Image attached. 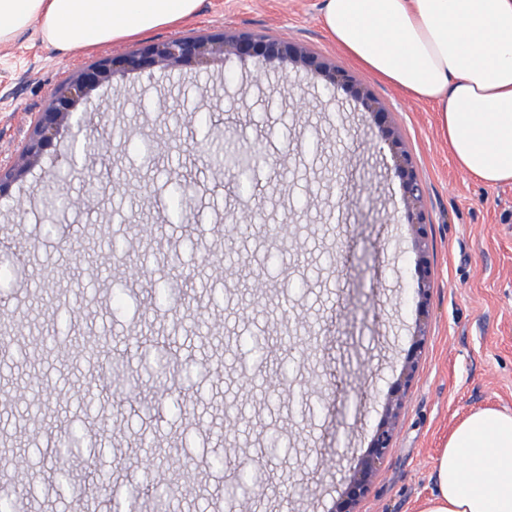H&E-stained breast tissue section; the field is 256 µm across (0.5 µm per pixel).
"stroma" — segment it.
I'll use <instances>...</instances> for the list:
<instances>
[{"mask_svg":"<svg viewBox=\"0 0 512 512\" xmlns=\"http://www.w3.org/2000/svg\"><path fill=\"white\" fill-rule=\"evenodd\" d=\"M322 0H202L179 25L92 50L60 52L36 27L0 46V167H9L57 87L87 63L137 46L230 29L300 42L347 69L355 64L326 35ZM358 79L383 102L422 182L433 271L427 317L409 296L418 250L403 186L385 134L355 89L329 103L323 76L276 59H249L201 72L192 62L155 76L114 75L85 108L98 115L106 151L92 153L95 187L84 175L66 190L77 207L45 233L46 188L80 154L61 129L39 163L0 197V242L29 251L25 279L0 293V309L27 323L23 354L0 362V452L23 454L16 480L33 478V512H71L53 480L56 440L86 426L102 445L83 471L122 480L150 468L168 485L174 512H224V484L244 463L268 482L250 512H334L349 477L384 417L418 324L426 335L393 444L356 512H417L435 489L438 457L457 423L482 408L512 412V184L489 187L459 169L432 105L366 72ZM211 116L215 134L261 144L280 158L251 192L214 174L195 147ZM128 134L116 138V131ZM189 199L183 221L165 206L170 180ZM348 204H339L341 191ZM285 245L266 265L272 236ZM154 238L157 255L140 272L114 263L109 245L138 253ZM98 243L94 258L77 249ZM266 267L268 287L252 269ZM176 294L150 308L153 285ZM72 311L69 335L126 340L119 356L87 358L43 347L57 316ZM265 333L267 363L243 374L238 339ZM171 339L168 385L182 413L159 418L156 392L143 385L120 401L105 395L112 361L135 366L136 337ZM288 360V374L279 363ZM201 376L185 377L186 363ZM41 378L43 404L28 394ZM287 455L271 459L270 432ZM153 436L166 458L147 457ZM223 449L228 470H209L206 449Z\"/></svg>","mask_w":512,"mask_h":512,"instance_id":"stroma-1","label":"stroma"}]
</instances>
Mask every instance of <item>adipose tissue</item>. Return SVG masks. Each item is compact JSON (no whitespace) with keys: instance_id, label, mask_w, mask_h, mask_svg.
Returning <instances> with one entry per match:
<instances>
[{"instance_id":"ef3b65f1","label":"adipose tissue","mask_w":512,"mask_h":512,"mask_svg":"<svg viewBox=\"0 0 512 512\" xmlns=\"http://www.w3.org/2000/svg\"><path fill=\"white\" fill-rule=\"evenodd\" d=\"M200 0H0V45L31 23L61 52L192 16ZM326 34L363 70L432 104L455 164L512 183V0H324ZM419 512H512V412L463 418Z\"/></svg>"}]
</instances>
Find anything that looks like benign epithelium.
<instances>
[{"label": "benign epithelium", "mask_w": 512, "mask_h": 512, "mask_svg": "<svg viewBox=\"0 0 512 512\" xmlns=\"http://www.w3.org/2000/svg\"><path fill=\"white\" fill-rule=\"evenodd\" d=\"M276 58L281 62L327 78L326 89L333 93L338 87H352L363 101L365 109L371 114L378 126L385 128L387 145L392 150L396 162V171L402 179L406 205L412 228L417 235L416 247L420 252L417 287L412 300L419 313L426 312L430 290L431 271L426 252L425 213L422 209L423 188L410 154L404 149L399 134L386 127L389 112L367 91L359 86L355 76L347 69L333 65L310 51L307 47L279 41L260 35H241L233 31H224L220 35L202 34L192 38L176 37L167 41L150 44L143 48L128 50L125 53L106 57L84 66L73 77L62 84L55 92L48 108L41 113L30 140L18 160L6 172H0V195L9 183L23 177L36 166L43 151L53 142L60 128L70 127L81 134L86 127L83 116L75 115L78 104L87 102L99 89L105 79L117 73H154L168 72L184 62L195 59L201 64L214 61L228 63L234 59ZM424 331L418 330L414 344L407 358L399 390L405 391L412 381L413 373L422 348ZM401 397L387 402L384 418L375 430L366 454L361 458L342 499L336 506V512H355V506L369 491L376 463L392 447Z\"/></svg>", "instance_id": "1"}]
</instances>
